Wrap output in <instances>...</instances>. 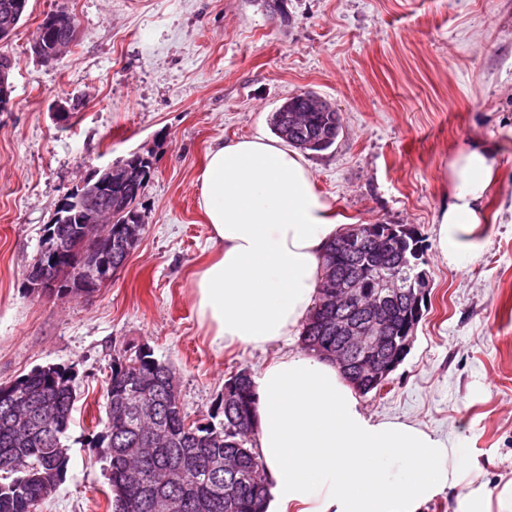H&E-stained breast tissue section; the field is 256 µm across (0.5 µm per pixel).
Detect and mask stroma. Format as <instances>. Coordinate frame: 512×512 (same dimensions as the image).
Returning a JSON list of instances; mask_svg holds the SVG:
<instances>
[{
	"instance_id": "obj_1",
	"label": "stroma",
	"mask_w": 512,
	"mask_h": 512,
	"mask_svg": "<svg viewBox=\"0 0 512 512\" xmlns=\"http://www.w3.org/2000/svg\"><path fill=\"white\" fill-rule=\"evenodd\" d=\"M30 0L7 50L0 111V383L73 367L78 399L64 481L39 512H111L109 463L91 439L112 360L149 345L173 365L185 410L212 412L225 380L289 345L215 350L195 310L211 258L199 209L213 145L271 133L272 113L313 92L342 118L335 144L304 152L344 224H408L425 239L426 310L387 394L359 403L375 421L420 426L457 448V486L418 512H500L512 495V0ZM64 9L78 39L58 61L31 44ZM72 117L58 123V105ZM484 143L500 170L480 248L462 265L437 247L448 160ZM151 151L146 224L125 267L92 296L31 292L25 273L45 224L81 177Z\"/></svg>"
}]
</instances>
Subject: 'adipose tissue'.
<instances>
[{
  "mask_svg": "<svg viewBox=\"0 0 512 512\" xmlns=\"http://www.w3.org/2000/svg\"><path fill=\"white\" fill-rule=\"evenodd\" d=\"M497 178L484 146L450 157L438 232L449 262L479 250L480 205ZM200 207L218 253L196 273L193 294L213 345L261 349L298 335L318 299L325 249L343 231L303 157L265 135L219 144L202 171ZM251 382L268 512H417L462 466L424 429L367 418L333 361L288 353Z\"/></svg>",
  "mask_w": 512,
  "mask_h": 512,
  "instance_id": "obj_1",
  "label": "adipose tissue"
}]
</instances>
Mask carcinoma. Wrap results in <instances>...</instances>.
I'll use <instances>...</instances> for the list:
<instances>
[{"label":"carcinoma","mask_w":512,"mask_h":512,"mask_svg":"<svg viewBox=\"0 0 512 512\" xmlns=\"http://www.w3.org/2000/svg\"><path fill=\"white\" fill-rule=\"evenodd\" d=\"M274 133L291 146H303L321 130L341 129L338 112H310L295 125L288 112L271 116ZM132 184L126 189L124 208H112V236L96 243L99 253L112 256V267H124L128 238L141 235L136 222L138 200L151 176L152 162L128 163ZM68 220L45 225L64 246L56 266V295L66 297L87 278L78 252L71 243L80 224L77 211ZM371 237L339 250L331 243L323 257L325 276L360 280V296L345 309H336L326 297L305 318L302 349L323 358L336 347V318L357 322L359 305L381 293L392 281L399 290L388 313L398 325L413 313L417 275L426 264L427 245L405 224H375ZM176 369L155 357L146 344L131 355L113 359L106 387V421L95 436L94 447L109 461V486L126 492L123 512H160L162 498L180 503L177 512H259L267 508L268 490L256 484L255 473L263 464L252 444L256 404L251 378L241 369L224 382L228 401L209 414L208 420L192 419L172 393L177 390ZM77 399L73 368L63 365L37 367L17 378L11 389L0 391V460L12 463L0 468V512H38L40 504L62 482L69 463L64 444ZM50 408L40 413L36 404ZM238 461L236 473L211 472L214 457ZM183 470L175 482L168 473Z\"/></svg>","instance_id":"cac0c4a2"}]
</instances>
